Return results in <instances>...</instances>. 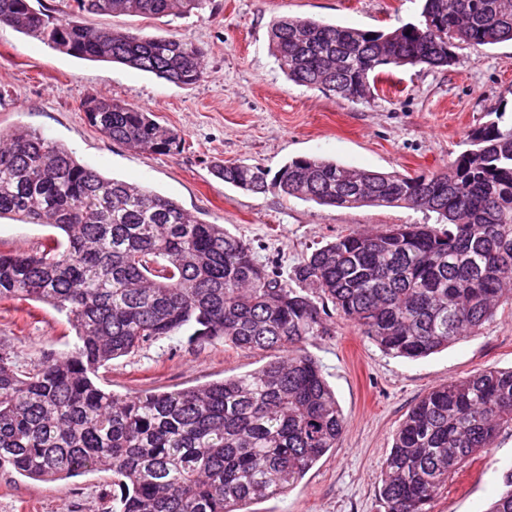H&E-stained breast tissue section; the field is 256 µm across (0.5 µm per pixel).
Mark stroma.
I'll return each instance as SVG.
<instances>
[{"label":"stroma","mask_w":512,"mask_h":512,"mask_svg":"<svg viewBox=\"0 0 512 512\" xmlns=\"http://www.w3.org/2000/svg\"><path fill=\"white\" fill-rule=\"evenodd\" d=\"M421 0H211L204 11L159 19L88 13L85 24L145 37L182 36L207 51L206 76L177 86L134 68L72 57L40 40L0 27V129L37 131L63 144L107 177L170 197L202 220L249 242L257 259L289 277L317 246L352 231L377 233L395 224H432L435 214L404 206L334 208L274 193L253 194L215 178L216 161L277 172L291 159L317 155L380 172L428 174L444 168L469 131L495 110L512 112V42L475 51L461 47L448 69L406 66L350 100L299 86L280 71L269 47L271 25L312 18L365 30L415 21ZM154 113L185 138L171 155L111 141L81 110L92 93ZM54 228L0 219V250L33 252ZM327 335L305 352L318 361L345 418L328 451L286 495L252 504V512H384L382 467L410 408L432 388L481 369L512 368V303L475 335L416 360L387 355L337 314ZM74 330L50 306L0 301V344L22 360L70 352ZM268 352L188 331L144 346L100 369V385L121 396L200 386L262 366ZM512 467V427L468 463L434 499L431 512H485ZM108 472L63 481H33L0 472V512H110Z\"/></svg>","instance_id":"35a3bbf8"}]
</instances>
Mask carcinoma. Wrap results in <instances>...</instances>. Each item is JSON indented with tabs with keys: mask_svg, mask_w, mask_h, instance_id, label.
<instances>
[{
	"mask_svg": "<svg viewBox=\"0 0 512 512\" xmlns=\"http://www.w3.org/2000/svg\"><path fill=\"white\" fill-rule=\"evenodd\" d=\"M210 0H72L55 19L29 0H0V25L71 56L121 63L177 86L205 77L204 49L179 36L96 29L82 13L163 17ZM512 41V0H424L388 31L286 18L270 29L279 68L297 85L358 100L407 65L451 67L455 49ZM114 142L158 155L183 137L140 107L103 95L81 103ZM446 170L415 176L297 157L275 174L218 161L212 173L254 194L335 208L406 205L441 228L396 224L315 248L284 279L250 246L175 200L79 163L36 132L0 130V218L64 234L31 253L0 251V300L65 314L74 349L21 360L0 344V471L32 480L112 474L111 512H246L286 494L329 450L345 419L321 366L301 348L332 309L395 357L448 348L512 299V121L472 129ZM193 328L196 341L273 351L263 366L205 385L119 396L100 368ZM512 424V370L485 369L425 394L397 429L379 488L384 512L428 505ZM486 512H512V467Z\"/></svg>",
	"mask_w": 512,
	"mask_h": 512,
	"instance_id": "obj_1",
	"label": "carcinoma"
}]
</instances>
